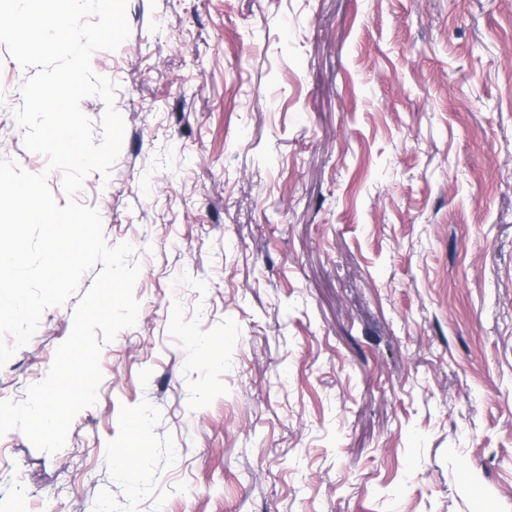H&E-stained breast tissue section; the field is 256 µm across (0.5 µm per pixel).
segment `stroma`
<instances>
[{"label":"stroma","instance_id":"35a3bbf8","mask_svg":"<svg viewBox=\"0 0 512 512\" xmlns=\"http://www.w3.org/2000/svg\"><path fill=\"white\" fill-rule=\"evenodd\" d=\"M91 57L125 123L76 199L139 266L133 327L0 512H512V0H127ZM0 158L63 174L15 119ZM75 295L0 368L22 401ZM138 432L139 462L115 469Z\"/></svg>","mask_w":512,"mask_h":512}]
</instances>
